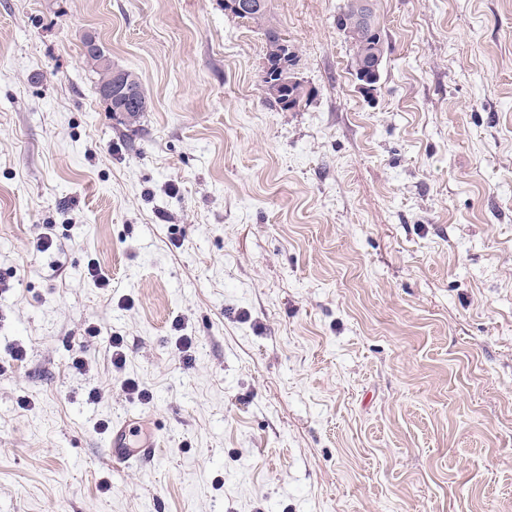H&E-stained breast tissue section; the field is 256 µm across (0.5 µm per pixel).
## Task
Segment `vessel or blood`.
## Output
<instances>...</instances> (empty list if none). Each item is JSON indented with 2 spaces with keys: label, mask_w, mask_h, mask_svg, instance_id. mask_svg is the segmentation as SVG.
Here are the masks:
<instances>
[{
  "label": "vessel or blood",
  "mask_w": 512,
  "mask_h": 512,
  "mask_svg": "<svg viewBox=\"0 0 512 512\" xmlns=\"http://www.w3.org/2000/svg\"><path fill=\"white\" fill-rule=\"evenodd\" d=\"M158 446L155 428L142 425L140 418L126 415L113 423L106 440L110 466L142 463L153 457Z\"/></svg>",
  "instance_id": "1"
}]
</instances>
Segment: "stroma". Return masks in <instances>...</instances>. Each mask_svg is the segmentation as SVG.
Masks as SVG:
<instances>
[{"instance_id":"obj_1","label":"stroma","mask_w":512,"mask_h":512,"mask_svg":"<svg viewBox=\"0 0 512 512\" xmlns=\"http://www.w3.org/2000/svg\"><path fill=\"white\" fill-rule=\"evenodd\" d=\"M372 4L367 98L344 0H271L316 90L280 112L224 0H0V512H512V0ZM85 45L87 48L86 57L88 63L91 65L92 68H94V71L98 75V89L102 96L109 102L112 108V112L113 104L114 112H122V105L129 104V102L135 100L138 97V89L140 90V96L136 100V103L125 106L124 111L126 112V121L129 123L132 121L135 122L136 119L140 117L142 112H146L147 110L146 96L141 90V85L138 78L135 77V75L132 72L119 69L121 71L122 79L127 84L117 77L112 83V72L114 68H112V64L106 58L103 51L100 50V48H90V46L97 47V45L94 42L90 45L89 41L87 40L85 42ZM111 83L112 85H110ZM108 85L110 86L103 89ZM130 85L138 89H135ZM141 423V419L132 414L112 423L106 440V454L110 466L115 468L130 463L140 464L155 455L158 448V430Z\"/></svg>"}]
</instances>
